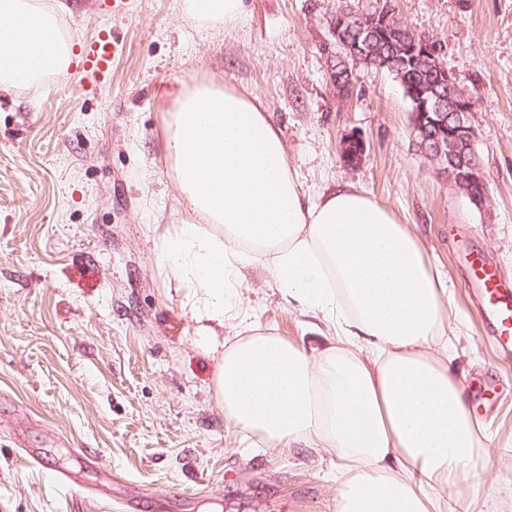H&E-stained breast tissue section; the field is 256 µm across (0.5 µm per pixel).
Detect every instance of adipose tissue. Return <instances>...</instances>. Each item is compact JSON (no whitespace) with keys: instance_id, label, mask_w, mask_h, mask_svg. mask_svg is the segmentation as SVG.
<instances>
[{"instance_id":"adipose-tissue-1","label":"adipose tissue","mask_w":512,"mask_h":512,"mask_svg":"<svg viewBox=\"0 0 512 512\" xmlns=\"http://www.w3.org/2000/svg\"><path fill=\"white\" fill-rule=\"evenodd\" d=\"M181 8L231 26L244 0ZM56 12L51 0H0V85L60 63ZM172 96L168 155L193 221L164 235L161 259L192 285L225 419L335 453L334 512H452L449 490L484 443L448 348L447 289L419 239L353 185L310 197L256 94L206 82ZM250 267L320 314L333 342L309 351L261 331L242 304Z\"/></svg>"}]
</instances>
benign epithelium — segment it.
Here are the masks:
<instances>
[{
	"instance_id": "7a95c632",
	"label": "benign epithelium",
	"mask_w": 512,
	"mask_h": 512,
	"mask_svg": "<svg viewBox=\"0 0 512 512\" xmlns=\"http://www.w3.org/2000/svg\"><path fill=\"white\" fill-rule=\"evenodd\" d=\"M394 20L395 16L389 9L373 14L347 11L341 15L340 23L332 27V36L340 41L348 31L358 39L370 38L376 25L393 28ZM406 52L407 57L398 54L384 64L399 75L409 63L416 70L426 68L437 74L435 81L411 91L414 104L411 111L412 134L418 150L433 164L438 174L481 207L488 199V188L475 150L477 132L471 123L473 104L452 74L442 66L440 46L436 41L411 33ZM354 53V62L343 60L339 69L331 70V85L342 100L353 97L354 67L366 58V54L357 47Z\"/></svg>"
}]
</instances>
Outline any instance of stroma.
Instances as JSON below:
<instances>
[{
  "mask_svg": "<svg viewBox=\"0 0 512 512\" xmlns=\"http://www.w3.org/2000/svg\"><path fill=\"white\" fill-rule=\"evenodd\" d=\"M73 51L35 83L0 85V512H101L95 466L112 471V512H333L334 454L273 445L226 423L214 362L188 291L159 257L155 225L185 223L167 154L165 91L209 81L251 90L279 127L310 195L339 183L411 226L448 281L449 339L468 389L494 382L489 441L456 499L512 512V363L499 361L464 286L467 254L512 276V0H245L234 29H199L178 0H66ZM391 7L473 100L484 208L417 150L392 75L355 70L338 99L323 48L340 4ZM120 54L108 82L84 74L99 34ZM365 154L348 164L342 143ZM242 298L262 330L309 349L324 325L285 301L261 269ZM37 449L31 463L18 443ZM55 470L79 480L54 482Z\"/></svg>",
  "mask_w": 512,
  "mask_h": 512,
  "instance_id": "stroma-1",
  "label": "stroma"
}]
</instances>
